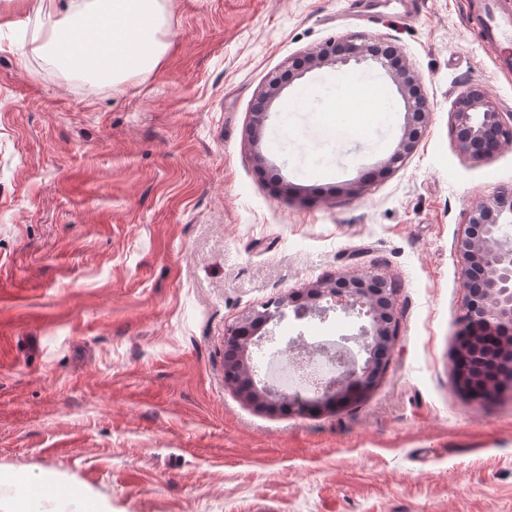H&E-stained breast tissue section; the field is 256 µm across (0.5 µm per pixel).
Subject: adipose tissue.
<instances>
[{
    "instance_id": "ef3b65f1",
    "label": "adipose tissue",
    "mask_w": 512,
    "mask_h": 512,
    "mask_svg": "<svg viewBox=\"0 0 512 512\" xmlns=\"http://www.w3.org/2000/svg\"><path fill=\"white\" fill-rule=\"evenodd\" d=\"M47 9L63 11L64 18L40 29L39 51L55 52L114 83L130 73L152 70L168 49L156 37L162 24L159 0H49ZM389 109L381 88L357 79L337 85L323 122L338 118L357 130Z\"/></svg>"
}]
</instances>
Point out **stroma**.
<instances>
[{"label": "stroma", "mask_w": 512, "mask_h": 512, "mask_svg": "<svg viewBox=\"0 0 512 512\" xmlns=\"http://www.w3.org/2000/svg\"><path fill=\"white\" fill-rule=\"evenodd\" d=\"M353 0H159L169 47L119 85L33 52L46 23L0 0V512H512V391L462 392L450 357L468 291L454 244L468 210L512 189V145L476 161L449 127L481 83L512 113L471 0H415L403 19L346 22ZM396 45L432 112L419 146L381 179L405 107L331 138L337 82L305 73L275 101L251 160L269 73L328 40ZM321 89L289 111L298 89ZM368 179L347 200L342 185ZM298 199L273 197L269 180ZM376 272L397 288L388 365L346 408L261 412L224 377V333L325 276ZM366 317L272 321L255 374L290 346L346 342Z\"/></svg>", "instance_id": "1"}]
</instances>
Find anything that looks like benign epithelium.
Wrapping results in <instances>:
<instances>
[{"instance_id": "obj_1", "label": "benign epithelium", "mask_w": 512, "mask_h": 512, "mask_svg": "<svg viewBox=\"0 0 512 512\" xmlns=\"http://www.w3.org/2000/svg\"><path fill=\"white\" fill-rule=\"evenodd\" d=\"M379 62L390 76L405 105V124L399 142L376 175L403 162L415 152L431 112L418 72L395 46L355 35L341 42L329 41L293 60L288 68L268 76L252 111L250 139L256 146L263 135L273 103L282 90L303 74L349 59ZM450 129L459 153L473 159L492 155L512 144V113L500 111L478 82H470L456 97L450 111ZM512 189L499 191L479 202L468 213L455 241V253L467 282L468 299L458 318L462 336H494L500 349L512 356ZM397 288L385 276L367 273L360 277L321 278L284 297L270 301L263 310H252L225 331L224 376L239 393L259 409L273 410L288 402L298 413L313 405L341 407L350 402L349 393L363 394L381 376L397 336ZM294 308L299 320L326 317L335 306L358 311L369 319L358 339L368 358L358 365L351 352L334 348L332 357L341 367L339 377L321 386L322 395L310 400L300 394L283 395L268 384L257 386L250 367L249 347L258 345V335L283 309Z\"/></svg>"}]
</instances>
